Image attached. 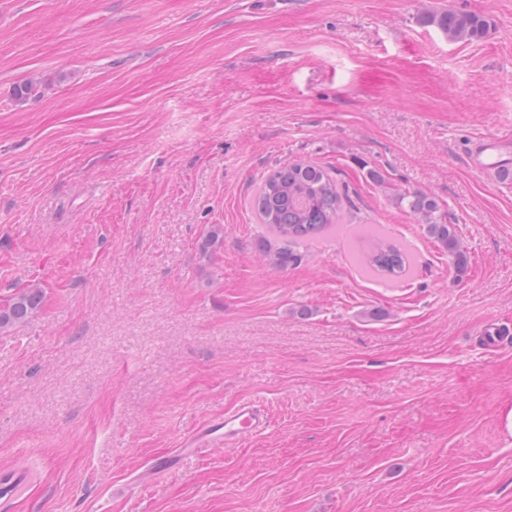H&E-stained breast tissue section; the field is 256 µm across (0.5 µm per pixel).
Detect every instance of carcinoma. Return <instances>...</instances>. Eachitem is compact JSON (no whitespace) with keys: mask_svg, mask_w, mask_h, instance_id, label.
Listing matches in <instances>:
<instances>
[{"mask_svg":"<svg viewBox=\"0 0 512 512\" xmlns=\"http://www.w3.org/2000/svg\"><path fill=\"white\" fill-rule=\"evenodd\" d=\"M422 22L434 25L450 40L470 41L483 34L484 23L478 16L450 9L437 14H425ZM45 83L31 80L17 89L16 96L23 100L43 93ZM405 203L431 239L453 258L457 269L467 263V256L455 225L438 218L439 203L420 190H407L400 194ZM348 198L341 192L333 169L317 163L297 160L275 167L260 183L252 200L261 223L277 237L298 242L317 238L339 223ZM271 265L285 268L297 260L290 250L266 248ZM359 263L369 271L390 278H400L410 271L412 260L400 244L383 236H376L369 250L360 256ZM43 292L32 286L20 290L0 303V332L30 321L41 309Z\"/></svg>","mask_w":512,"mask_h":512,"instance_id":"obj_1","label":"carcinoma"}]
</instances>
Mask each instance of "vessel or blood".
Wrapping results in <instances>:
<instances>
[{
  "label": "vessel or blood",
  "mask_w": 512,
  "mask_h": 512,
  "mask_svg": "<svg viewBox=\"0 0 512 512\" xmlns=\"http://www.w3.org/2000/svg\"><path fill=\"white\" fill-rule=\"evenodd\" d=\"M511 147L510 140L479 136L470 141L466 160L472 172L483 178L494 179L512 170V160L505 156ZM270 427L271 420L265 405L254 400L240 402L182 437L173 453L164 461L149 466L145 475L150 481H158L207 449L236 447L247 439L265 435Z\"/></svg>",
  "instance_id": "obj_1"
}]
</instances>
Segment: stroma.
<instances>
[{"mask_svg":"<svg viewBox=\"0 0 512 512\" xmlns=\"http://www.w3.org/2000/svg\"><path fill=\"white\" fill-rule=\"evenodd\" d=\"M448 8L486 35L422 23ZM484 134L512 135V0H0V299L44 292L0 334V512H512V349L480 336L512 326V174L469 169ZM293 160L349 203L279 269L251 199ZM373 230L409 276L361 269ZM244 399L267 435L113 496ZM399 201L405 202L406 209L422 224L431 239L453 258L457 269L462 270L467 263V256L457 234L454 224H447L438 218L439 203L427 193L420 190H407L400 194Z\"/></svg>","mask_w":512,"mask_h":512,"instance_id":"stroma-1","label":"stroma"}]
</instances>
